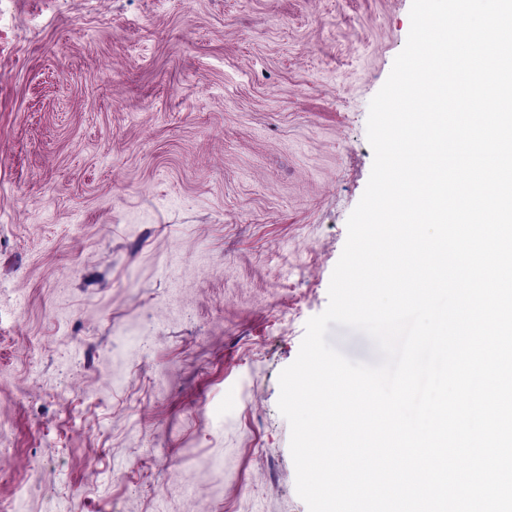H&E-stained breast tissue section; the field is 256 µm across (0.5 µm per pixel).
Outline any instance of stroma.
I'll use <instances>...</instances> for the list:
<instances>
[{"label": "stroma", "instance_id": "stroma-1", "mask_svg": "<svg viewBox=\"0 0 512 512\" xmlns=\"http://www.w3.org/2000/svg\"><path fill=\"white\" fill-rule=\"evenodd\" d=\"M411 0H0V512H308L279 375Z\"/></svg>", "mask_w": 512, "mask_h": 512}]
</instances>
